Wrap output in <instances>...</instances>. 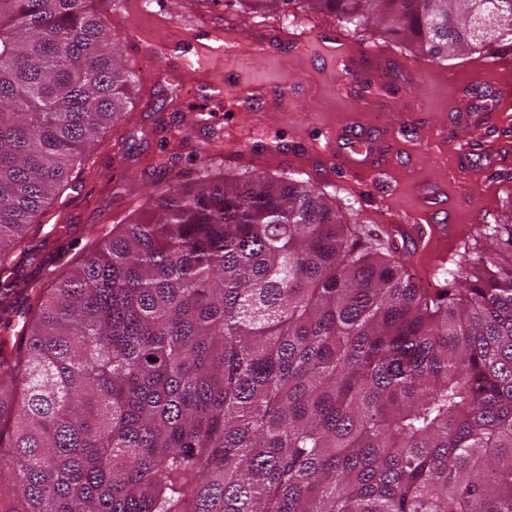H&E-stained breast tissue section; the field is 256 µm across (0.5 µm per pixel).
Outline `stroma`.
I'll use <instances>...</instances> for the list:
<instances>
[{
	"label": "stroma",
	"mask_w": 512,
	"mask_h": 512,
	"mask_svg": "<svg viewBox=\"0 0 512 512\" xmlns=\"http://www.w3.org/2000/svg\"><path fill=\"white\" fill-rule=\"evenodd\" d=\"M134 76L122 118L86 148L29 232L22 272L48 285L160 192L248 173L308 181L399 257L418 284L457 288L460 256L512 224V31L432 58L373 23L242 0H96ZM377 145L366 162L345 144ZM450 214L439 232L440 210ZM400 224L428 228L403 242Z\"/></svg>",
	"instance_id": "1"
}]
</instances>
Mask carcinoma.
Segmentation results:
<instances>
[{"instance_id": "carcinoma-1", "label": "carcinoma", "mask_w": 512, "mask_h": 512, "mask_svg": "<svg viewBox=\"0 0 512 512\" xmlns=\"http://www.w3.org/2000/svg\"><path fill=\"white\" fill-rule=\"evenodd\" d=\"M94 0H0V512H512V225L428 293L314 185L158 194L47 287L15 250L133 80ZM432 57L512 0H247Z\"/></svg>"}]
</instances>
